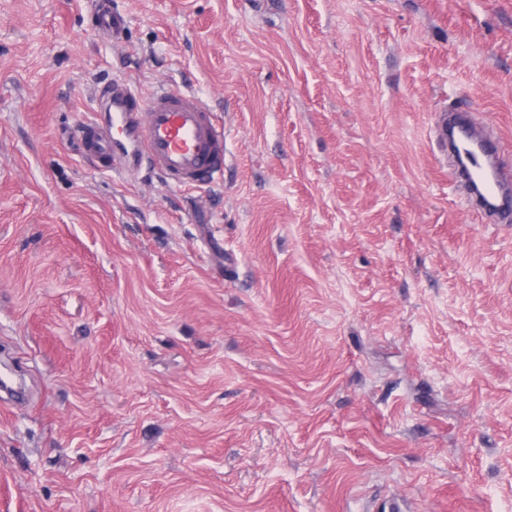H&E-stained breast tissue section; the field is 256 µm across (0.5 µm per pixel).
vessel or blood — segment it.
Masks as SVG:
<instances>
[{
  "label": "vessel or blood",
  "instance_id": "b4317fda",
  "mask_svg": "<svg viewBox=\"0 0 512 512\" xmlns=\"http://www.w3.org/2000/svg\"><path fill=\"white\" fill-rule=\"evenodd\" d=\"M97 100L111 120L91 118L76 134L87 155L111 158L113 175L123 177L146 167L167 185L190 189L213 182L223 172L224 131L193 92L162 86L144 98L116 77L100 88ZM434 124L441 142L473 150L469 170L456 167L448 176L472 184L467 202L475 218L512 222V171L504 170L495 145L460 115L438 113Z\"/></svg>",
  "mask_w": 512,
  "mask_h": 512
}]
</instances>
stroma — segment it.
<instances>
[{
    "mask_svg": "<svg viewBox=\"0 0 512 512\" xmlns=\"http://www.w3.org/2000/svg\"><path fill=\"white\" fill-rule=\"evenodd\" d=\"M0 0V512H512V0ZM197 93L224 172L123 180L114 76ZM436 132L447 146L448 140L460 150L471 147L474 162L468 172L458 164L448 171L451 180H464L468 187V206L479 221L486 219L508 224L512 221V171L505 172L497 148L478 136L464 117L455 113L439 112L434 118ZM477 183L481 195L471 186Z\"/></svg>",
    "mask_w": 512,
    "mask_h": 512,
    "instance_id": "35a3bbf8",
    "label": "stroma"
}]
</instances>
